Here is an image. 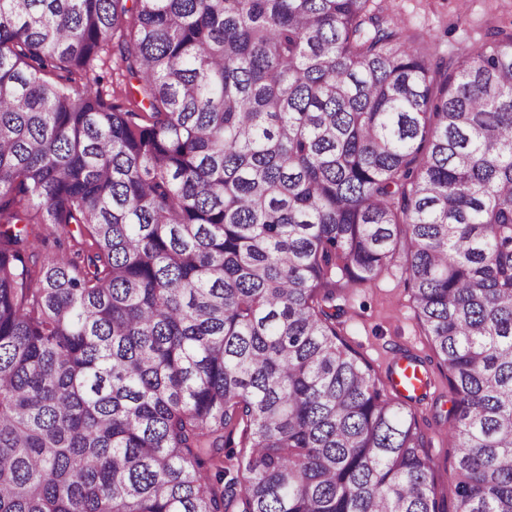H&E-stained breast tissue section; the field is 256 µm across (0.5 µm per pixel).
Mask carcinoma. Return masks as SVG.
<instances>
[{"label": "carcinoma", "instance_id": "cac0c4a2", "mask_svg": "<svg viewBox=\"0 0 512 512\" xmlns=\"http://www.w3.org/2000/svg\"><path fill=\"white\" fill-rule=\"evenodd\" d=\"M372 2L0 0V512H442L340 329L398 260L455 512H512V26ZM410 34L424 36L434 59L481 43L491 25L512 23V0H382ZM67 230V228L64 229L62 226L50 225L48 229L43 232L46 236V240L44 243H39L32 257V262H35L39 266L48 255L69 256L72 249V242L67 234Z\"/></svg>", "mask_w": 512, "mask_h": 512}]
</instances>
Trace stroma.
Returning a JSON list of instances; mask_svg holds the SVG:
<instances>
[{"instance_id": "35a3bbf8", "label": "stroma", "mask_w": 512, "mask_h": 512, "mask_svg": "<svg viewBox=\"0 0 512 512\" xmlns=\"http://www.w3.org/2000/svg\"><path fill=\"white\" fill-rule=\"evenodd\" d=\"M383 6L410 34L425 37L436 59L482 42L489 26L512 24V0H383ZM407 281L404 267L394 266L372 287L342 299V333L377 376L386 375L395 354L411 353L421 360L429 387L419 404L418 423L435 462L432 481L436 498L440 506L452 512L456 448L448 435L451 395L416 317Z\"/></svg>"}]
</instances>
